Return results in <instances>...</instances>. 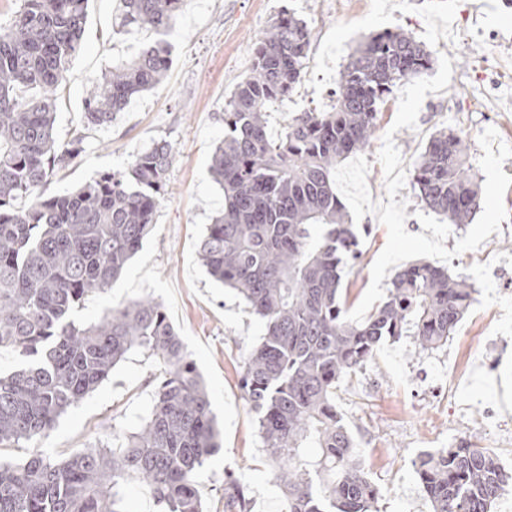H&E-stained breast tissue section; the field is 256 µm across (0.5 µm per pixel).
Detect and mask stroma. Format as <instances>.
Instances as JSON below:
<instances>
[{"label": "stroma", "instance_id": "1", "mask_svg": "<svg viewBox=\"0 0 512 512\" xmlns=\"http://www.w3.org/2000/svg\"><path fill=\"white\" fill-rule=\"evenodd\" d=\"M119 0H89L79 54L67 72L64 98L54 132L59 144L83 130L80 155L53 176L48 193L62 194L105 172L127 170L136 155L159 141L172 148L167 192L154 228L126 271L106 293L89 299L75 315L79 324L98 320L123 301L151 297L160 302L179 331L209 393L223 430L221 448L198 472L196 482L206 512H224V479L234 475L248 488L251 512H285L286 499L274 478L275 466L263 445L258 423L240 389L242 356L263 333L258 318L231 289L215 282L198 258V244L224 195L211 173V157L224 138V106L251 69V45L282 9L305 21L323 14L326 26L312 37L301 86L285 102L266 108L268 130L280 137L291 113L330 110V93L363 36L400 30L421 42L433 58H451L452 84L428 94L417 126L391 132L398 94H391L378 117L379 135L363 155L374 201L386 198L384 173L377 160L383 133H392L405 163L418 160L434 133L451 127L468 136L477 184L486 177L477 163L478 137L495 128L512 145V57L499 58L490 34L512 32V8L504 0H186L165 40L172 64L153 91L132 98L111 126L83 129L87 89L113 65L135 54L143 32L123 35L113 26ZM468 17L470 32L487 41L490 58L501 70L492 87L478 91V108L454 102L456 83L469 81L476 66L448 22ZM507 218L476 250L458 254L447 269L474 288V300L447 343L425 350L412 337L383 342L362 373L344 379L336 407L357 444L358 454L379 490L376 512H432L421 492L413 462L424 451L447 447L461 438H480L512 467V444L491 430L512 418V187L504 196ZM361 258L343 272V290L357 306L371 283V267L385 247L386 228L374 214L355 224ZM486 323L480 344L474 327ZM155 359L128 352L109 377L78 406L69 408L38 441L43 452L63 460L88 448H115L122 437L140 430L155 390Z\"/></svg>", "mask_w": 512, "mask_h": 512}]
</instances>
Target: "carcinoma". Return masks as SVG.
Wrapping results in <instances>:
<instances>
[{"mask_svg":"<svg viewBox=\"0 0 512 512\" xmlns=\"http://www.w3.org/2000/svg\"><path fill=\"white\" fill-rule=\"evenodd\" d=\"M88 0H22L0 25V349L24 358L0 376V447L46 436L57 417L105 380L132 349L159 364L144 426L111 449L56 460L34 448L21 463L0 460V512H122L120 485L146 481L162 512H204L196 475L220 448V430L195 362L162 305L138 298L78 326L74 311L105 293L154 225L172 150L165 141L125 173L48 195L45 186L82 151L84 136L55 145L59 91L81 50ZM184 0H121L118 31L167 34ZM310 45L306 21L279 12L251 46L250 73L224 109L227 133L211 162L224 212L208 225L199 254L208 274L232 288L264 325L243 361L241 390L276 465L286 512H372L378 491L336 408L340 381L363 369L379 344L411 336L423 349L448 341L472 288L448 270L416 263L397 272L386 300L363 322L346 320L342 269L359 240L336 194L333 173L366 149L398 83L432 67L425 47L400 31L371 33L340 73L328 112L305 110L278 139L266 107L290 99ZM170 65L156 40L112 67L86 95L83 127L112 123L130 98L157 87ZM38 89L39 96L26 91ZM463 132L440 130L414 166L418 199L451 224H468L481 194ZM319 448L310 469L299 456ZM433 512H495L512 470L493 450L463 439L415 460ZM224 512H250L237 478Z\"/></svg>","mask_w":512,"mask_h":512,"instance_id":"carcinoma-1","label":"carcinoma"}]
</instances>
